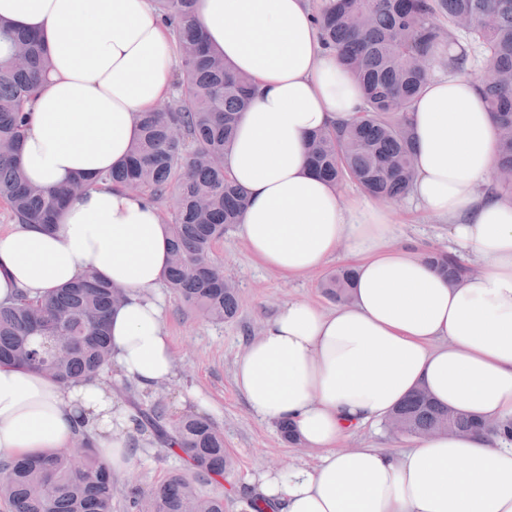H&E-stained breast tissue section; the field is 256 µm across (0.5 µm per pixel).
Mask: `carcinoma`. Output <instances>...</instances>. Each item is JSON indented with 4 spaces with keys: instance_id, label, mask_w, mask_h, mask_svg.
<instances>
[{
    "instance_id": "1",
    "label": "carcinoma",
    "mask_w": 512,
    "mask_h": 512,
    "mask_svg": "<svg viewBox=\"0 0 512 512\" xmlns=\"http://www.w3.org/2000/svg\"><path fill=\"white\" fill-rule=\"evenodd\" d=\"M173 31L177 82L187 91L137 115L138 138L119 165L100 182L147 197L153 205L174 196L166 287L200 317L222 322L239 308L234 284L211 259L224 231L239 223L244 193L233 182L224 156L254 86L208 48L200 30L198 0H154ZM319 40L336 53L356 79L362 107L353 120L309 137L312 168L334 185L356 183L370 197L393 201L409 195L414 179L413 112L435 71L461 75L481 67L489 79L476 82L498 130L496 172L512 170V0H314ZM0 38L11 56L0 64V200L17 224L57 223L63 205L91 182L44 188L25 180L18 151L29 123L35 93L49 59L38 38L0 22ZM425 260L455 283L472 272L456 256L427 251ZM355 270L343 267L322 283L336 302L350 298ZM124 293L86 272L47 299L19 296L0 304V363L43 372L61 381L90 380L111 362L109 318ZM137 431L182 454L194 478L175 473L148 498L127 492L135 512H224V497L200 494L195 483L218 480L230 460L224 433L205 415L186 414L166 424L164 406L137 404ZM392 415L416 437L437 428L469 432L477 423L448 412L415 392ZM82 459L70 451L0 462V501L9 512H112L115 481L99 460L91 439H77Z\"/></svg>"
}]
</instances>
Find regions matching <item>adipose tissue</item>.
I'll use <instances>...</instances> for the list:
<instances>
[{"label": "adipose tissue", "instance_id": "1", "mask_svg": "<svg viewBox=\"0 0 512 512\" xmlns=\"http://www.w3.org/2000/svg\"><path fill=\"white\" fill-rule=\"evenodd\" d=\"M209 46L256 93L226 155L246 193L239 235L267 268L298 277L338 248L358 260L351 302L282 305L238 358L234 380L261 420L290 422L315 467L251 481L264 512H512V445L429 434L395 452L337 444L418 388L493 422L512 419V203L490 193L495 122L471 79L435 72L414 109L411 195L481 269L456 284L396 242L390 208L345 198L308 163L310 134L352 119L360 90L320 44L307 0H199ZM0 22L38 36L50 61L22 140L36 185L83 176L59 224L0 233V303L46 297L91 270L122 289L112 368L63 384L0 364V460L63 451L80 434L115 473L134 467L135 412L114 391L175 375L158 293L169 236L155 206L99 184L138 136L136 113L170 92L176 47L152 0H0Z\"/></svg>", "mask_w": 512, "mask_h": 512}]
</instances>
